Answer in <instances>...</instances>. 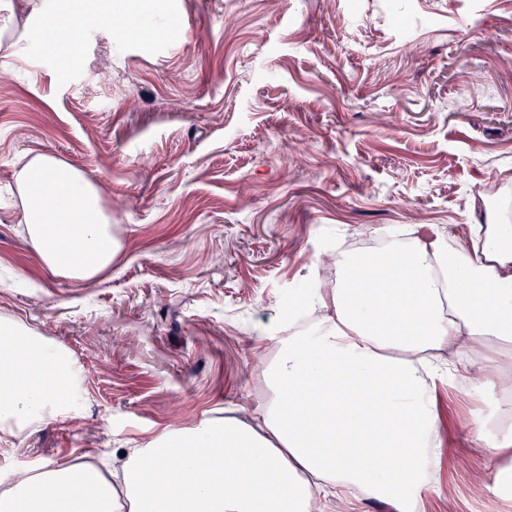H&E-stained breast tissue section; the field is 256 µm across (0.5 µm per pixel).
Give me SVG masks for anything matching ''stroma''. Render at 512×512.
<instances>
[{
	"mask_svg": "<svg viewBox=\"0 0 512 512\" xmlns=\"http://www.w3.org/2000/svg\"><path fill=\"white\" fill-rule=\"evenodd\" d=\"M140 13L87 26L77 59L42 37L0 55V315L86 378L82 428L24 432L0 482L250 415L268 397L254 351L321 252L512 202V0H158L153 42L124 25ZM34 150L87 172L112 213L123 250L95 284L50 275L22 234L14 164ZM436 399L447 446L417 512H512V470L468 435L492 399Z\"/></svg>",
	"mask_w": 512,
	"mask_h": 512,
	"instance_id": "1",
	"label": "stroma"
}]
</instances>
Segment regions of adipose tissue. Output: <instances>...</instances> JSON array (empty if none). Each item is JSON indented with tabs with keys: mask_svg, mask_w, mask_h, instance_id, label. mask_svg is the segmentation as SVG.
Returning <instances> with one entry per match:
<instances>
[{
	"mask_svg": "<svg viewBox=\"0 0 512 512\" xmlns=\"http://www.w3.org/2000/svg\"><path fill=\"white\" fill-rule=\"evenodd\" d=\"M49 0H0V39ZM20 222L41 264L83 284L111 268L122 245L96 182L56 155H25L15 175ZM331 288L292 297L317 313L289 323L266 370L270 396L248 418L205 419L156 433L120 471L90 454L12 471L0 512H317L343 490L414 512L441 455L439 382L476 412L475 445L512 451V222L491 217L382 253L329 255ZM80 369L63 346L0 318V442L44 422L77 420Z\"/></svg>",
	"mask_w": 512,
	"mask_h": 512,
	"instance_id": "ef3b65f1",
	"label": "adipose tissue"
}]
</instances>
